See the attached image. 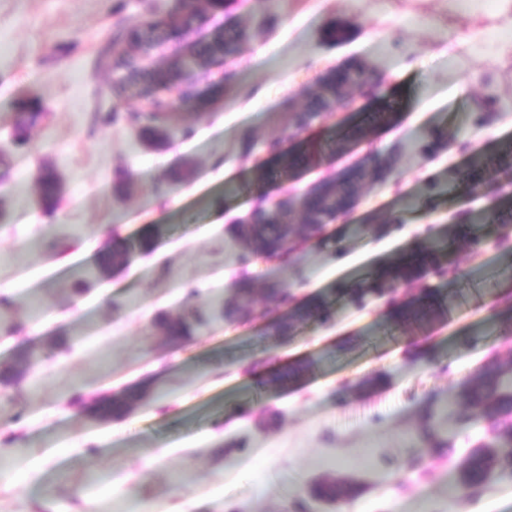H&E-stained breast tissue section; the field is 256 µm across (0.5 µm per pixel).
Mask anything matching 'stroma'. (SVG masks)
Wrapping results in <instances>:
<instances>
[{
  "mask_svg": "<svg viewBox=\"0 0 512 512\" xmlns=\"http://www.w3.org/2000/svg\"><path fill=\"white\" fill-rule=\"evenodd\" d=\"M179 8L180 0H0V146L9 156L0 179V369L37 356L14 382L0 381V512H128L134 503L143 512H288L328 470L362 485L354 512H512V474L477 496L455 491L461 461L493 426L476 415L457 424L468 414L459 387L512 355V308L493 288L505 225H479L477 246L449 254L447 278H428L464 291L429 333L394 324L381 303L334 299L340 284L410 251L430 228L487 206L451 177L468 153L512 139V110L485 126L470 120L478 98L512 100V59L496 58L492 40L512 22L481 0H226L215 20L248 32L242 53L209 68L216 101L172 110L169 142L154 149L127 119L146 101L131 95L114 110L106 57L113 26ZM338 21L351 28L341 44L325 36ZM350 59L367 65L394 115L371 136L381 157L395 159L392 180L365 184L352 212L290 257L239 265L244 245L232 226L258 197L303 193L363 156L358 146L294 176L269 166L264 183L254 180L268 138L294 148L334 133L331 119L295 133L281 103ZM24 98L46 111L15 148ZM431 129L453 147L410 152ZM40 168L65 188L52 210L37 203ZM121 174L131 184L123 194L113 187ZM430 181L439 193L428 203L421 191ZM394 213L402 225L391 234L343 230ZM153 224L162 234L152 250L84 277L116 242ZM244 275L255 308L272 306L268 288L285 285L299 300L334 299L333 317L284 336L261 321L226 320L222 304ZM192 289L209 321L170 343L155 324L182 313ZM300 360L312 368L272 383ZM374 376L379 385L362 390ZM148 383L157 397L121 417L99 422L82 411ZM428 412L451 452L421 470L414 431Z\"/></svg>",
  "mask_w": 512,
  "mask_h": 512,
  "instance_id": "obj_1",
  "label": "stroma"
}]
</instances>
